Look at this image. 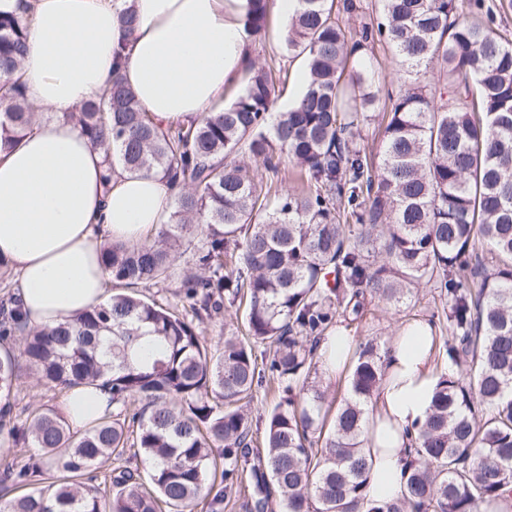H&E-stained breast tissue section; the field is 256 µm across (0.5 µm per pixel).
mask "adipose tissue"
Masks as SVG:
<instances>
[{
	"label": "adipose tissue",
	"instance_id": "1",
	"mask_svg": "<svg viewBox=\"0 0 512 512\" xmlns=\"http://www.w3.org/2000/svg\"><path fill=\"white\" fill-rule=\"evenodd\" d=\"M33 20L20 72L29 100L51 113L16 145L0 148V265L29 326L46 327L104 304V244L156 237L173 194L155 175L109 169L68 114L120 72L156 119L203 117L233 85L247 56L245 0H28ZM133 4L140 25L119 22ZM356 350L344 325L317 348L326 383L340 382ZM386 380L374 393L364 448L369 496L389 501L403 486L413 426L422 422L444 371L433 328L415 320L381 351ZM59 409L80 429L112 410L107 389L75 388Z\"/></svg>",
	"mask_w": 512,
	"mask_h": 512
}]
</instances>
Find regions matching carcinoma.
I'll use <instances>...</instances> for the list:
<instances>
[{
	"mask_svg": "<svg viewBox=\"0 0 512 512\" xmlns=\"http://www.w3.org/2000/svg\"><path fill=\"white\" fill-rule=\"evenodd\" d=\"M380 2L377 28L352 36L342 14L361 9L356 0H298L283 43L303 58L306 87L284 112L272 106L288 67L272 59L248 69L231 104L190 123L158 121L117 72L75 113L109 167L159 176L175 207L154 239L104 247L105 269L126 289L100 308L51 328L29 326L18 306L0 319V338L20 337L38 382L102 381L118 403L79 431L54 407L16 420L19 361L1 359L0 484L34 490L0 500V512H195L202 502L224 512L245 482L248 512L274 502L283 512H478L512 485V41L471 19L477 0ZM271 5L247 0V36H266ZM22 9H0L5 147L39 117L19 75ZM381 41L414 80L388 95L375 159L358 139L379 89L360 60ZM433 70L444 83L429 89ZM460 94L471 106H456ZM287 158L297 186L282 194L273 185ZM194 232L207 243L180 281L185 313L135 293L172 278ZM422 284L448 307L454 370L417 427L400 496L376 502L362 443L384 379L379 345L363 344L338 403L317 381L316 349L332 326L358 320L367 298L398 304ZM236 305L244 336L199 335L193 319ZM146 334L157 350L142 364L132 353ZM269 380L282 396L254 429L250 404ZM20 444L41 454L8 459ZM129 452L147 476L106 468Z\"/></svg>",
	"mask_w": 512,
	"mask_h": 512,
	"instance_id": "1",
	"label": "carcinoma"
}]
</instances>
